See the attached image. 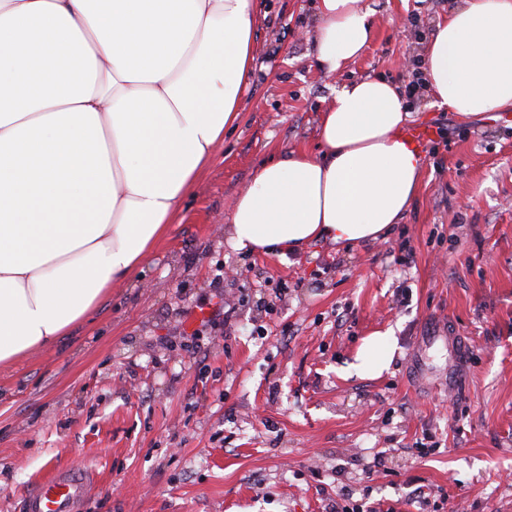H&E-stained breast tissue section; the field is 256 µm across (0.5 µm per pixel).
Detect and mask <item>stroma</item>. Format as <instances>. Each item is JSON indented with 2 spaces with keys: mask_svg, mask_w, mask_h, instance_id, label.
Returning a JSON list of instances; mask_svg holds the SVG:
<instances>
[{
  "mask_svg": "<svg viewBox=\"0 0 512 512\" xmlns=\"http://www.w3.org/2000/svg\"><path fill=\"white\" fill-rule=\"evenodd\" d=\"M374 75L433 126L386 239L245 255L224 226L262 162L316 147L331 81L314 0H259L240 119L142 272L53 347L0 367V512L77 464L88 512H512V111L463 116L416 81L458 0H365ZM394 332L390 367H355Z\"/></svg>",
  "mask_w": 512,
  "mask_h": 512,
  "instance_id": "obj_1",
  "label": "stroma"
}]
</instances>
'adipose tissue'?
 <instances>
[{
  "label": "adipose tissue",
  "mask_w": 512,
  "mask_h": 512,
  "mask_svg": "<svg viewBox=\"0 0 512 512\" xmlns=\"http://www.w3.org/2000/svg\"><path fill=\"white\" fill-rule=\"evenodd\" d=\"M372 15L315 0L314 62L334 79L318 147L256 168L224 226L234 250L376 241L417 199L405 90L341 78ZM257 23L256 0H0V366L54 345L149 263L239 119ZM423 75L437 106L512 109V0H462ZM394 342L365 338L359 369L388 370Z\"/></svg>",
  "instance_id": "obj_1"
}]
</instances>
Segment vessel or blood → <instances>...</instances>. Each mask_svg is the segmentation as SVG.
I'll return each instance as SVG.
<instances>
[{
	"label": "vessel or blood",
	"mask_w": 512,
	"mask_h": 512,
	"mask_svg": "<svg viewBox=\"0 0 512 512\" xmlns=\"http://www.w3.org/2000/svg\"><path fill=\"white\" fill-rule=\"evenodd\" d=\"M90 481L88 472L80 468L56 472L29 493L25 512H80Z\"/></svg>",
	"instance_id": "1"
}]
</instances>
